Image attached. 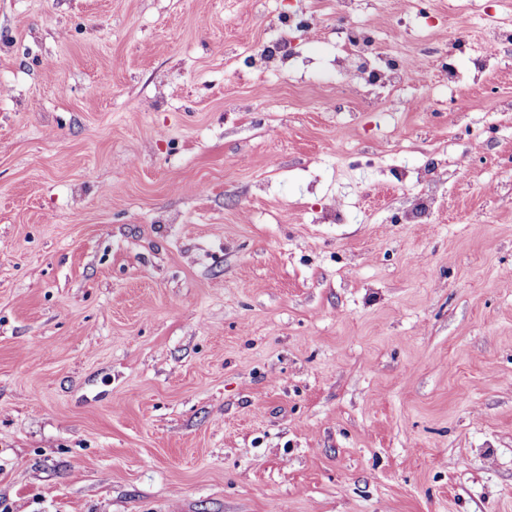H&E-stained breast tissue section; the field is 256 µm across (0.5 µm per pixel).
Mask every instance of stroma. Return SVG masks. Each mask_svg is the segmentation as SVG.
<instances>
[{
  "label": "stroma",
  "instance_id": "35a3bbf8",
  "mask_svg": "<svg viewBox=\"0 0 512 512\" xmlns=\"http://www.w3.org/2000/svg\"><path fill=\"white\" fill-rule=\"evenodd\" d=\"M458 2L0 0V512H512V0ZM343 40L346 59L353 63L355 71L360 76L397 82L406 77H412L415 72V64L411 58L392 57L386 63L385 70L373 67L375 58L379 56L388 58V55L384 54L363 29L355 27L353 30H346Z\"/></svg>",
  "mask_w": 512,
  "mask_h": 512
}]
</instances>
